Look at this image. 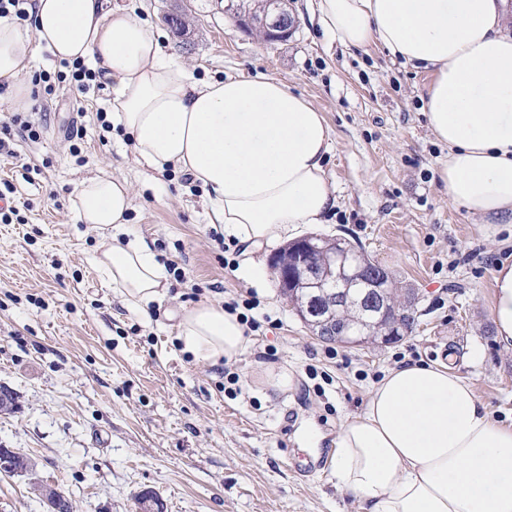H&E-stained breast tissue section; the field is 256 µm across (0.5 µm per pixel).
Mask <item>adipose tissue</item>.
Instances as JSON below:
<instances>
[{"label": "adipose tissue", "mask_w": 512, "mask_h": 512, "mask_svg": "<svg viewBox=\"0 0 512 512\" xmlns=\"http://www.w3.org/2000/svg\"><path fill=\"white\" fill-rule=\"evenodd\" d=\"M318 21L347 49L381 46L434 74L428 124L448 157L439 177L448 199L474 216L512 223V35L503 0H318ZM33 20L0 18V81L15 103L34 44L62 60L90 63L112 83V126L136 156L172 168L205 190L210 221L243 255V273L264 276L255 251L297 225L324 223L336 207L325 168L331 129L323 112L268 75L200 82L163 54L146 24L112 0H35ZM84 223L112 237L96 264L104 281L140 310L163 295L168 274L149 243L124 236L132 207L126 181L100 175L74 187ZM495 336L512 349V264L493 274ZM184 352L219 365L250 345L222 304L183 311ZM330 464L336 484L363 512H512V424L492 418L450 366L388 370L364 410L338 430Z\"/></svg>", "instance_id": "obj_1"}]
</instances>
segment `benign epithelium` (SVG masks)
<instances>
[{
    "label": "benign epithelium",
    "mask_w": 512,
    "mask_h": 512,
    "mask_svg": "<svg viewBox=\"0 0 512 512\" xmlns=\"http://www.w3.org/2000/svg\"><path fill=\"white\" fill-rule=\"evenodd\" d=\"M258 29L269 41H278L295 25V18L288 12V0L274 4L271 15L257 19ZM352 245L343 238H326L311 234L284 248L283 260H274L272 268L281 288L295 285L317 289L311 295L301 313V319L317 328L318 335L335 340L349 347L360 346L369 340L362 331L338 328V311L348 305L360 308L366 316L362 325L371 326V319L384 318L389 313L385 283L391 279L386 268L373 262L353 264L349 261ZM336 272L339 289L326 291L321 268Z\"/></svg>",
    "instance_id": "7a95c632"
}]
</instances>
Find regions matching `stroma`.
Masks as SVG:
<instances>
[{"label":"stroma","mask_w":512,"mask_h":512,"mask_svg":"<svg viewBox=\"0 0 512 512\" xmlns=\"http://www.w3.org/2000/svg\"><path fill=\"white\" fill-rule=\"evenodd\" d=\"M112 2L195 78L274 76L324 112L337 206L294 235L361 243L400 287L417 289L418 321L382 347L319 340L273 276L225 268L199 185L149 169L128 137L103 128L109 81H64L28 113L39 139L15 137V157H0V183L23 218L0 223V385L18 402L0 414V446L34 465L30 476L0 474V512H43L35 477L74 512H136L148 490L165 512H361L331 476L332 442L384 373L408 362H451L492 417L511 423L512 351L497 342L490 309L494 265L512 263V224L449 202L438 174L448 149L425 113L431 71L378 46L332 44L318 0H290L297 27L279 42L240 27L224 0H186L184 38L163 20L167 0ZM104 173L132 187L128 232L177 271L145 313L103 281L102 233L73 206L75 184ZM228 292L255 293L278 324L220 371L183 352L176 325L183 308ZM269 368L288 369L293 387L266 391Z\"/></svg>","instance_id":"35a3bbf8"}]
</instances>
